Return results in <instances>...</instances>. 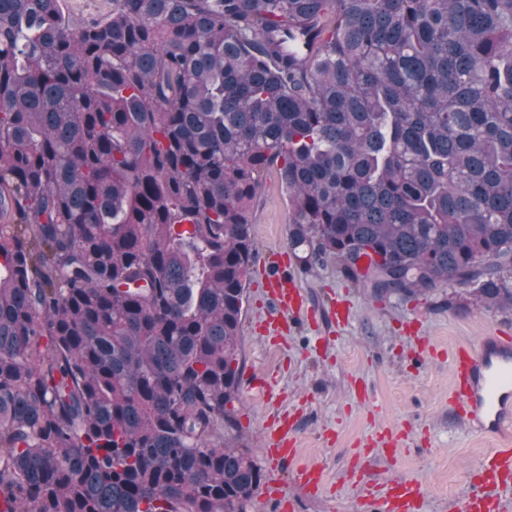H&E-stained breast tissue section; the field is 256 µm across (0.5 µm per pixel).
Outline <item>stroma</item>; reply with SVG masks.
Returning <instances> with one entry per match:
<instances>
[{
	"mask_svg": "<svg viewBox=\"0 0 512 512\" xmlns=\"http://www.w3.org/2000/svg\"><path fill=\"white\" fill-rule=\"evenodd\" d=\"M251 218L253 266L286 263L314 316L265 336L261 322L270 300L262 280L250 276L233 407L243 444L286 490L281 500L257 492L250 512H367L361 487L395 478L421 486L422 512H451L496 442L464 430L450 402V354L461 344L479 345L489 330L512 332V312L488 311L444 290L375 299L335 263L304 264L289 247L288 196L275 174L263 177ZM338 300L352 312L343 326L331 320ZM420 338L432 355L418 357ZM360 384L368 399L359 398ZM282 412L294 423L301 459L323 470L318 494L298 484L293 467L274 466L264 452L267 428ZM387 431L399 436L391 459L376 443Z\"/></svg>",
	"mask_w": 512,
	"mask_h": 512,
	"instance_id": "stroma-1",
	"label": "stroma"
}]
</instances>
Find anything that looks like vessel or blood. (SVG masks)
I'll use <instances>...</instances> for the list:
<instances>
[{
  "instance_id": "obj_1",
  "label": "vessel or blood",
  "mask_w": 512,
  "mask_h": 512,
  "mask_svg": "<svg viewBox=\"0 0 512 512\" xmlns=\"http://www.w3.org/2000/svg\"><path fill=\"white\" fill-rule=\"evenodd\" d=\"M259 276L271 293L267 331L277 330L280 320L308 315L305 297L284 266L260 268ZM451 367L452 403L465 426L501 443L483 466L461 512H499L501 491L512 488V336L495 330L484 336L478 349L457 348ZM266 453L294 463L305 487H318L321 471L299 463L287 416L274 420L266 435ZM363 498L371 512H419L422 491L416 482L395 480L366 490Z\"/></svg>"
}]
</instances>
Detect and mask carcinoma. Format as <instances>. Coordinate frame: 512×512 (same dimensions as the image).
Segmentation results:
<instances>
[{"label": "carcinoma", "mask_w": 512, "mask_h": 512, "mask_svg": "<svg viewBox=\"0 0 512 512\" xmlns=\"http://www.w3.org/2000/svg\"><path fill=\"white\" fill-rule=\"evenodd\" d=\"M271 171L307 263L511 312L512 0H0V512H248ZM64 3L66 13L78 16L100 17L112 10L111 0H65Z\"/></svg>", "instance_id": "cac0c4a2"}]
</instances>
